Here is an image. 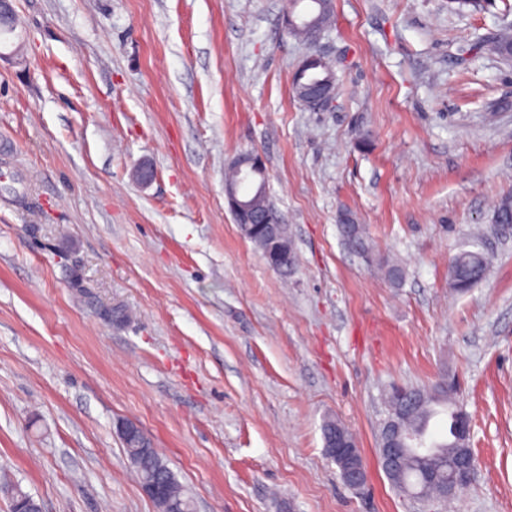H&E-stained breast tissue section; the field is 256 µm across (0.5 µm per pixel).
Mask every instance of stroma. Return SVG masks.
Instances as JSON below:
<instances>
[{"mask_svg": "<svg viewBox=\"0 0 512 512\" xmlns=\"http://www.w3.org/2000/svg\"><path fill=\"white\" fill-rule=\"evenodd\" d=\"M0 61V512H157L117 424L195 512H418L377 460L382 394L457 382L477 470L449 512H512V59L477 42L512 0H334L331 109L292 94L283 0H16ZM262 155L296 263L270 268L224 199ZM148 164L154 179L135 178ZM349 212L391 285L339 233ZM495 260L468 292L448 261ZM124 306L130 322L102 319ZM341 421L368 472L325 454Z\"/></svg>", "mask_w": 512, "mask_h": 512, "instance_id": "stroma-1", "label": "stroma"}]
</instances>
